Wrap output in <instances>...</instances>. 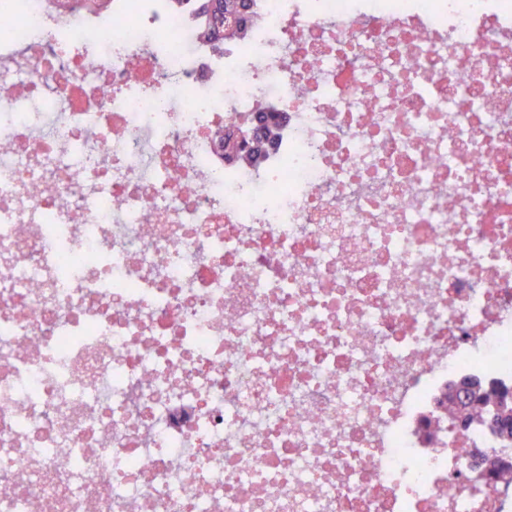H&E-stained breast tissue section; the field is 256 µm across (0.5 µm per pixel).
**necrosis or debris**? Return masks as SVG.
Segmentation results:
<instances>
[{
	"instance_id": "4bbe7bcc",
	"label": "necrosis or debris",
	"mask_w": 512,
	"mask_h": 512,
	"mask_svg": "<svg viewBox=\"0 0 512 512\" xmlns=\"http://www.w3.org/2000/svg\"><path fill=\"white\" fill-rule=\"evenodd\" d=\"M255 9L220 57L6 12L0 512H512L485 430L420 440L512 380V0ZM262 105L268 162L217 157Z\"/></svg>"
}]
</instances>
